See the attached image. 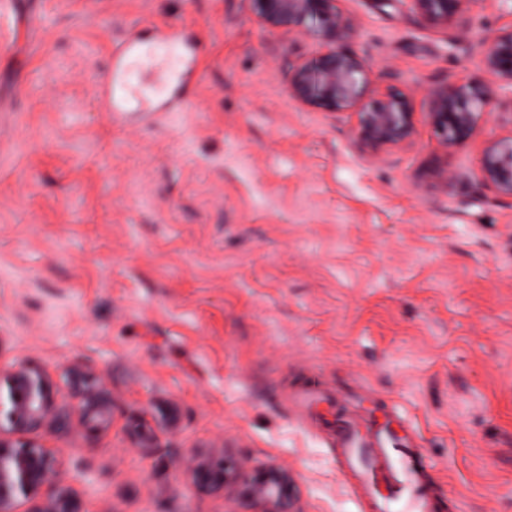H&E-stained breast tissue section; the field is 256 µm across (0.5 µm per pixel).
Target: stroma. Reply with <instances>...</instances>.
<instances>
[{"instance_id":"35a3bbf8","label":"stroma","mask_w":512,"mask_h":512,"mask_svg":"<svg viewBox=\"0 0 512 512\" xmlns=\"http://www.w3.org/2000/svg\"><path fill=\"white\" fill-rule=\"evenodd\" d=\"M22 3L0 27V362L108 377L107 430L42 437L61 476L79 462L100 485L89 512H224L181 474L218 449L288 466L298 512H372L336 458L338 409L319 438L293 410L314 376L398 409L447 512H512V197L479 179L480 141L443 153L420 117L432 88L483 79L469 35L407 0H342L347 49L417 89L414 146L370 164L347 114L288 95L316 40L248 0ZM130 28L202 40L186 111L107 112ZM170 405L178 425L134 448L129 418Z\"/></svg>"}]
</instances>
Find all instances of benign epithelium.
<instances>
[{
  "label": "benign epithelium",
  "mask_w": 512,
  "mask_h": 512,
  "mask_svg": "<svg viewBox=\"0 0 512 512\" xmlns=\"http://www.w3.org/2000/svg\"><path fill=\"white\" fill-rule=\"evenodd\" d=\"M258 23L288 38L318 36L321 50L288 68V95L322 112H345L351 122V143L361 156L377 163L413 146L415 112L409 94L371 78L366 61L343 49L353 22L340 0H248ZM429 30L469 26L474 0H407ZM482 82H448L433 88L424 116L438 136L443 152L482 139L480 176L485 185L512 197V22L497 28L491 40L472 45ZM69 401L58 400L59 388L50 373L25 359L9 367L6 400L0 399L8 431L0 428V512H87L85 496L94 480L77 466L67 482L58 476L54 449L24 435L46 431L68 434L79 425L88 435L106 430L112 414V389L107 378L80 363L62 371ZM171 410L157 428L172 427ZM155 428V429H157ZM155 429L140 419L128 429L138 448H151ZM184 479L196 490L250 507L249 512H292L296 485L288 467L279 464L246 469L233 459L191 454L182 463ZM79 484L77 490L73 484Z\"/></svg>",
  "instance_id": "benign-epithelium-1"
}]
</instances>
